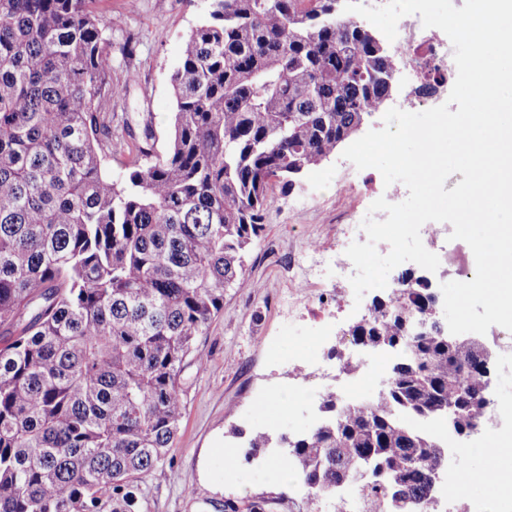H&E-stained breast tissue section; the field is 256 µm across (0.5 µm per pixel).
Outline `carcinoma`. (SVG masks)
Wrapping results in <instances>:
<instances>
[{"instance_id":"obj_1","label":"carcinoma","mask_w":512,"mask_h":512,"mask_svg":"<svg viewBox=\"0 0 512 512\" xmlns=\"http://www.w3.org/2000/svg\"><path fill=\"white\" fill-rule=\"evenodd\" d=\"M92 0H0V512H140L185 409L197 338L246 283L274 180L288 191L349 140L398 70L338 0H211L183 39L166 149L112 111V43ZM120 164L116 182L105 159ZM353 339L407 348L383 395L287 439L313 484L360 475L381 512H423L437 456L427 424L481 420L477 351L411 325L405 274ZM270 447L252 431L245 448Z\"/></svg>"}]
</instances>
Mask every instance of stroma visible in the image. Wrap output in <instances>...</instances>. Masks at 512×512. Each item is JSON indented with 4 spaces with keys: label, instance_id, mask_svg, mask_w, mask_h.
I'll use <instances>...</instances> for the list:
<instances>
[{
    "label": "stroma",
    "instance_id": "obj_1",
    "mask_svg": "<svg viewBox=\"0 0 512 512\" xmlns=\"http://www.w3.org/2000/svg\"><path fill=\"white\" fill-rule=\"evenodd\" d=\"M211 0H94L93 8L109 26L112 82L120 92L112 109L125 113L135 132L151 128L156 151L166 147L174 97L170 75L181 60L184 36L206 16ZM325 179L331 189L310 194ZM386 192L379 171L356 169L340 154L302 176L290 191L271 184L273 202L265 230L246 261V286L228 289L224 310L209 324L197 346L204 365L183 372L185 411L177 440L165 463L144 479L140 512H224L228 499H266V512H319L322 500H301L272 471L255 472L268 461L237 457L225 467L217 446L240 448L235 430L250 431L255 414H268L277 385L287 381V358H271L268 345L306 342L322 325L341 336L367 315L376 291L365 293L359 310L322 300V288L305 286L301 270L319 253L335 252L347 224ZM492 396L496 431L512 436V353H497Z\"/></svg>",
    "mask_w": 512,
    "mask_h": 512
}]
</instances>
